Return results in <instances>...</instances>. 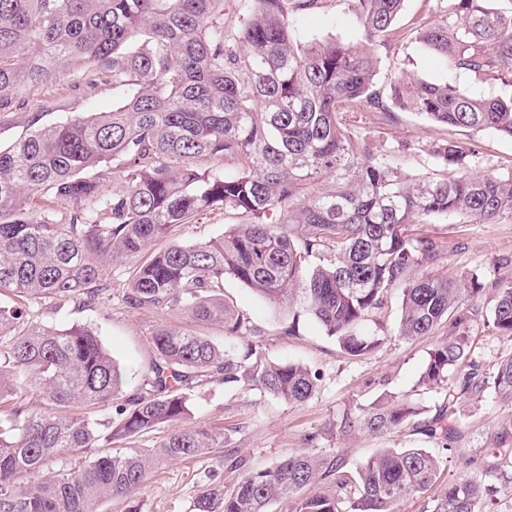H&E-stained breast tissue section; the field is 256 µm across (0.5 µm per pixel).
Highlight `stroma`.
I'll return each instance as SVG.
<instances>
[{
	"label": "stroma",
	"instance_id": "obj_1",
	"mask_svg": "<svg viewBox=\"0 0 512 512\" xmlns=\"http://www.w3.org/2000/svg\"><path fill=\"white\" fill-rule=\"evenodd\" d=\"M444 6L445 0H405L392 45L377 51L373 90L382 100H389L391 85L405 72L458 83L487 97L512 95L511 86L448 70L418 43V29L436 21ZM293 21L309 40L333 38L354 47L364 44L348 0H318L312 10L294 16ZM117 101L111 84L90 86L71 76L22 88L14 97L13 111L0 112V146L9 147L30 116L40 115L42 123L51 124L78 114L111 110ZM347 122L368 137L374 149H398L402 168L412 176L433 171L428 149L444 141L472 149L475 172L512 174V139L491 131L440 126L417 112L397 110L386 116L366 107L349 113ZM411 231L438 245L440 256L429 266V274L456 277L474 273L482 282V290L460 305L468 314L462 333L473 345L479 374L492 378L498 360L512 354V338L497 335L488 326L500 285L512 281V214H504L492 224L436 220L412 226ZM125 279L122 266H113L111 302L91 309L39 305L35 311L45 324L59 328L76 324L98 327L104 345L127 369L129 384L134 387L146 374L150 360L147 339L152 330L160 324L180 326L184 320L174 313L126 308L121 300ZM224 295L258 329L270 359L303 364L320 377L315 396L300 406L221 384L196 392L193 423L227 428L228 447L236 449L248 466L266 467L285 454L305 449V435L318 432L322 435L320 451L340 457L343 474L352 477L381 449L414 447L430 449L439 458L438 482L442 485L461 477H480L492 465L512 474V403L500 400L489 388L458 400L451 415L441 416L448 392L458 386L462 374L450 371L447 384L434 388L421 384L420 375L435 338L408 341L399 336L400 291H393L385 306L366 322V331L379 336L381 343L359 358L347 356L309 315L297 317L286 308L273 310L233 279H226ZM384 393L404 395L418 403L423 409L422 421L443 417L444 427L456 429V437L439 434L429 438L409 425L380 435L340 432L347 411ZM217 466L214 455L162 466L139 493L105 502L98 512H192L207 473Z\"/></svg>",
	"mask_w": 512,
	"mask_h": 512
}]
</instances>
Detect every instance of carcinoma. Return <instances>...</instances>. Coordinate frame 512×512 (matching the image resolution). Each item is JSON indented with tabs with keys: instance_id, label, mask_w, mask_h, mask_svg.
<instances>
[{
	"instance_id": "cac0c4a2",
	"label": "carcinoma",
	"mask_w": 512,
	"mask_h": 512,
	"mask_svg": "<svg viewBox=\"0 0 512 512\" xmlns=\"http://www.w3.org/2000/svg\"><path fill=\"white\" fill-rule=\"evenodd\" d=\"M351 2L364 51L300 38L289 12L317 0H241L232 34L224 0H0V112L18 89L91 66L111 74L122 100L50 125L29 120L0 149V512H97L139 490L160 463L224 447V429L191 423L197 389L224 384L297 405L314 396L318 375L270 360L250 338L224 299L227 277L274 307L312 316L350 357L379 346L364 325L399 289L400 336H431L444 319L452 328L429 350L421 383L438 386L466 366L448 405L484 391L467 338L453 332L463 322L459 303L482 283L470 273L416 274L438 251L409 226L450 216L493 223L512 213V176L474 174L472 154L446 143L430 151L439 172L413 178L397 151L375 154L352 131L348 113L390 112L373 92L374 49L393 41L404 0ZM417 40L451 70L512 85V13L487 0H448ZM391 100L434 123L512 138V98L404 73ZM200 158L237 170L201 172ZM216 212L241 222L220 238L159 246ZM127 262L126 307L180 312L241 343L221 347L159 325L148 376L127 390L94 328L59 329L33 313L42 301H111L112 265ZM488 324L512 337V284L500 289ZM493 387L512 401V355L498 363ZM421 413L386 395L346 412L339 429L377 434ZM159 428L166 438L148 444ZM95 447L110 451L63 464ZM339 467L336 456L309 449L264 469L226 453L237 483L228 490L210 478L194 512H269L274 502L285 512H395L435 485L440 461L424 448H387L353 485L336 478ZM325 481L336 493L318 490ZM498 492L463 477L440 488L431 512H483Z\"/></svg>"
}]
</instances>
